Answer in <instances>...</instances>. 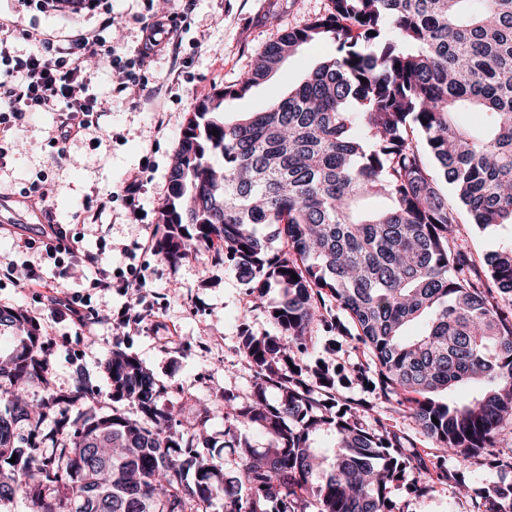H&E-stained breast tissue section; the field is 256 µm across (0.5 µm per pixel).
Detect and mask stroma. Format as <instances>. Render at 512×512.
Here are the masks:
<instances>
[{
    "label": "stroma",
    "instance_id": "obj_1",
    "mask_svg": "<svg viewBox=\"0 0 512 512\" xmlns=\"http://www.w3.org/2000/svg\"><path fill=\"white\" fill-rule=\"evenodd\" d=\"M327 7L328 0H194L192 12L179 23L180 45L165 47L145 62L141 73L148 82L146 96L132 98L110 68L92 67L88 92L104 105L98 131L62 152L51 143L57 111L26 113L9 131V138L27 148L0 169V191L13 197L8 209L0 211V254L19 263L41 261L46 277L55 278L58 270L52 260L41 259L40 248L17 245L18 238H37L40 224L50 220L69 225L81 239V251L102 252V264L113 274L114 288L105 296L91 288L88 270L65 281L70 291L88 299L95 319L88 329L56 318L46 289L0 281V307L20 310L35 321L57 389H68L80 368L89 374L99 399L111 403L103 363L113 349H122L153 371L165 388L161 402L177 420L190 418L198 404L209 407L212 453L221 462H231L222 436L220 393L230 389L249 395L253 375L243 360L241 336L273 333L265 304L277 301L278 292L270 290L265 301H256L214 252L201 249L174 265L144 244L160 223L169 169L194 105L237 81L282 31L324 14ZM161 10L179 12L178 0H99L95 9L76 14H40L22 0H0V18L12 22V46L18 54L33 50L23 32L35 24L62 39L79 31L101 33L107 46L129 57L141 41L143 25ZM331 51L326 42L304 46L246 96L227 102L229 117L266 109ZM137 172L143 187L136 196H125L123 184ZM41 174L47 175L51 189L46 200L22 197V190ZM105 197L110 203L97 223H83L85 209ZM457 235L479 263L512 243V227L507 225L480 229L462 224ZM134 274L142 278L140 288H122V281ZM131 306L140 320L126 326L119 318ZM305 360L348 373L367 357L352 337L316 330ZM336 394L370 427L385 426L401 435L406 455L422 457L430 467L442 460L448 469L471 471L464 490L420 471L408 473L406 482L391 488L396 512H476L489 483H512V423L503 428L495 447L465 460L443 453L382 383L368 388L344 382L337 384Z\"/></svg>",
    "mask_w": 512,
    "mask_h": 512
}]
</instances>
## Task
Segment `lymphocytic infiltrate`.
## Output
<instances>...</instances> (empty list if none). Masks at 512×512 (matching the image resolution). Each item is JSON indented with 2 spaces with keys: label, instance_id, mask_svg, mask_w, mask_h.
Masks as SVG:
<instances>
[{
  "label": "lymphocytic infiltrate",
  "instance_id": "f902f5d3",
  "mask_svg": "<svg viewBox=\"0 0 512 512\" xmlns=\"http://www.w3.org/2000/svg\"><path fill=\"white\" fill-rule=\"evenodd\" d=\"M9 29V24H0V167L6 166L14 151L6 134L24 113L45 112L54 109L59 101H66L67 110L60 115L54 138L55 143L61 145L98 128L102 107L97 98L87 93L91 73L89 59H102L105 65L121 74L125 85L141 90L146 87L134 62L105 48L99 34L80 32L62 44L50 34L33 30L27 32L26 37L35 42L36 49L21 56L12 48ZM43 250L47 259L59 265L67 261L89 265L95 272L93 288L103 295L111 293L112 274L103 268L101 255L80 253L77 240L67 225H55L54 234L48 237ZM20 274L29 287L49 290L50 304L57 317L81 327L88 325L90 318L84 297L65 291L61 283L47 280L40 263L0 259V280H13Z\"/></svg>",
  "mask_w": 512,
  "mask_h": 512
}]
</instances>
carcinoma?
<instances>
[{
    "label": "carcinoma",
    "mask_w": 512,
    "mask_h": 512,
    "mask_svg": "<svg viewBox=\"0 0 512 512\" xmlns=\"http://www.w3.org/2000/svg\"><path fill=\"white\" fill-rule=\"evenodd\" d=\"M328 2L194 106L169 173L157 240L166 260L180 262L194 241L249 294L279 290L277 333L243 343L250 397L224 393L232 467L198 442L210 409L176 422L152 373L119 348L104 362L112 402L137 417L114 406L71 418L95 392L81 370L69 390L51 387L32 324L0 360V503L20 494L31 512H211L219 500L224 512H394L390 488L410 464L401 436L339 405L328 365L305 364L317 325L355 337L442 448H492L512 421V246L480 271L455 238L464 216L512 226V0ZM319 41L335 53L287 96L226 119V99ZM262 224L279 227L286 248L272 249ZM328 299L347 322L320 313ZM418 321L424 331L405 334ZM24 324L0 308V331ZM32 385L43 388L35 400ZM464 386L476 394L433 398ZM241 424L266 447L240 437ZM321 432L333 435L331 457L313 446ZM480 512H512V484L487 491Z\"/></svg>",
    "instance_id": "obj_1"
}]
</instances>
